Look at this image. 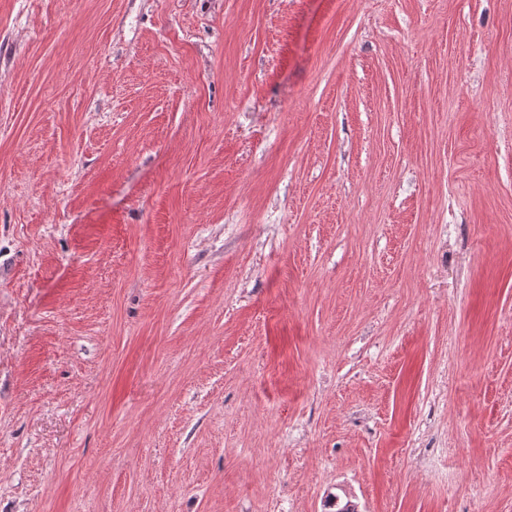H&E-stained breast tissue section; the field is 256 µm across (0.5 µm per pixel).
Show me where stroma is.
Returning a JSON list of instances; mask_svg holds the SVG:
<instances>
[{"instance_id": "35a3bbf8", "label": "stroma", "mask_w": 512, "mask_h": 512, "mask_svg": "<svg viewBox=\"0 0 512 512\" xmlns=\"http://www.w3.org/2000/svg\"><path fill=\"white\" fill-rule=\"evenodd\" d=\"M512 512V0H0V512Z\"/></svg>"}]
</instances>
